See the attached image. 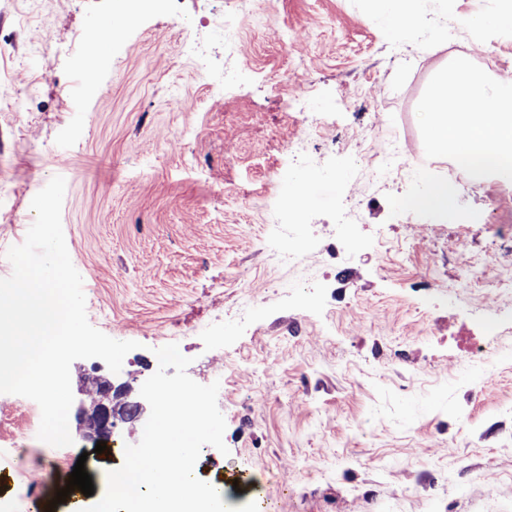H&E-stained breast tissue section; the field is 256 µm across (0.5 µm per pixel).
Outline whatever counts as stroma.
Here are the masks:
<instances>
[{
  "label": "stroma",
  "instance_id": "stroma-1",
  "mask_svg": "<svg viewBox=\"0 0 512 512\" xmlns=\"http://www.w3.org/2000/svg\"><path fill=\"white\" fill-rule=\"evenodd\" d=\"M370 0H152L116 36L113 0H0V278L54 176L62 226L83 279L87 318L137 342L119 373L98 358L70 369L75 406L93 377L139 399L178 344L188 375L221 381L226 452L202 449L199 479L225 505L264 512H512V185L485 177L447 214L410 208L447 159L425 154L419 104L441 71L465 62L512 70V31L473 42L471 19L499 0H424L421 23L396 36ZM239 11L241 51H224L208 18ZM454 44L427 46L449 20ZM289 32L294 45L280 35ZM498 62L487 65L484 47ZM107 58L86 74L92 48ZM235 72L228 85L209 73ZM306 98L305 113L288 108ZM392 179L375 166L390 143ZM288 193L310 176L300 223L275 231L270 170ZM501 204L489 221L487 197ZM359 245L344 247L346 235ZM304 239L294 269L275 251ZM493 325L484 363L459 348ZM25 397L0 394V498L25 490L12 458ZM143 421L118 424L100 454L70 420L71 447L32 445L54 462L29 512H84L107 489ZM94 494L55 504L77 460ZM287 472L267 485V466ZM245 478L234 489L237 478Z\"/></svg>",
  "mask_w": 512,
  "mask_h": 512
}]
</instances>
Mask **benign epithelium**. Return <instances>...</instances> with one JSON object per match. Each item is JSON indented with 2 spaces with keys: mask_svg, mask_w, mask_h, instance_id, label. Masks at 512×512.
<instances>
[{
  "mask_svg": "<svg viewBox=\"0 0 512 512\" xmlns=\"http://www.w3.org/2000/svg\"><path fill=\"white\" fill-rule=\"evenodd\" d=\"M98 400L92 407L90 414L79 410L78 422L89 420V430L83 432V437L94 442L104 441L106 445H112V436L117 427V422L134 421L143 413V406L138 401L127 402L122 410H116L112 400L127 393L126 386H116L112 379L103 377L96 379Z\"/></svg>",
  "mask_w": 512,
  "mask_h": 512,
  "instance_id": "7a95c632",
  "label": "benign epithelium"
}]
</instances>
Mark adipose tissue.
<instances>
[{
  "label": "adipose tissue",
  "instance_id": "1",
  "mask_svg": "<svg viewBox=\"0 0 512 512\" xmlns=\"http://www.w3.org/2000/svg\"><path fill=\"white\" fill-rule=\"evenodd\" d=\"M430 158L461 162L470 177L512 184V75L460 64L441 74L421 103Z\"/></svg>",
  "mask_w": 512,
  "mask_h": 512
}]
</instances>
